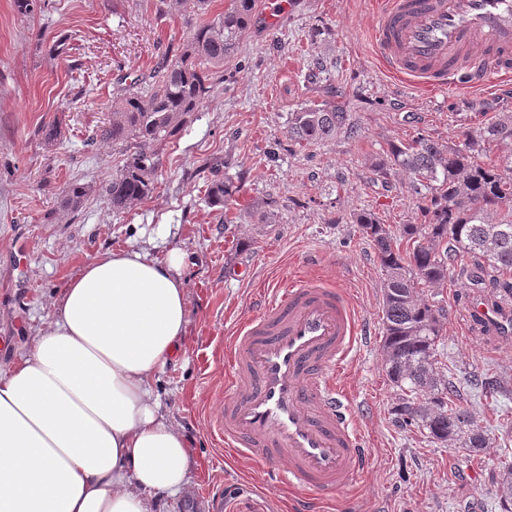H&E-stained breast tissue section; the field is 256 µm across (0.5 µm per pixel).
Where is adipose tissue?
Here are the masks:
<instances>
[{
	"mask_svg": "<svg viewBox=\"0 0 512 512\" xmlns=\"http://www.w3.org/2000/svg\"><path fill=\"white\" fill-rule=\"evenodd\" d=\"M179 250L85 263L27 354L0 369V512H162L195 463L155 376L181 349Z\"/></svg>",
	"mask_w": 512,
	"mask_h": 512,
	"instance_id": "1",
	"label": "adipose tissue"
}]
</instances>
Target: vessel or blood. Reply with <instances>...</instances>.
<instances>
[{
  "label": "vessel or blood",
  "instance_id": "vessel-or-blood-1",
  "mask_svg": "<svg viewBox=\"0 0 512 512\" xmlns=\"http://www.w3.org/2000/svg\"><path fill=\"white\" fill-rule=\"evenodd\" d=\"M383 70L412 88L482 91L512 77V0H377ZM470 325L512 328V305L472 299ZM363 333L350 296L322 278L271 291L225 342L231 392L213 421L225 447L322 495L351 486L367 451L336 387Z\"/></svg>",
  "mask_w": 512,
  "mask_h": 512
}]
</instances>
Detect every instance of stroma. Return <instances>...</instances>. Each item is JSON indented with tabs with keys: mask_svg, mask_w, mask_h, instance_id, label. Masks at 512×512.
Returning <instances> with one entry per match:
<instances>
[{
	"mask_svg": "<svg viewBox=\"0 0 512 512\" xmlns=\"http://www.w3.org/2000/svg\"><path fill=\"white\" fill-rule=\"evenodd\" d=\"M256 0L234 57L224 62L181 133L157 147L151 197L117 213L97 189L121 163L117 147L92 142L112 119L125 77L150 74L187 36L179 5L155 18L141 0H44L34 17L0 0V367L25 353L68 278L97 254L128 246L164 256L179 249L187 285L189 336L157 375V390L199 462L193 482L165 512H500L495 490L512 453V340L482 335L465 317L467 276L454 272L427 298L448 312L441 369L488 374L503 387L484 397L465 387L463 404L486 426L473 454L398 426L396 390L385 374L383 275L375 251L351 224L369 208L384 224L416 222L409 178L372 171L389 143L425 134L455 141L512 113V87L471 94L459 105L393 83L371 41L373 0H295L276 23ZM64 41V53L53 49ZM341 90L359 129L318 146L288 138L293 112ZM60 120L61 134L42 131ZM239 191L224 209L208 206L212 183ZM92 186L73 219L52 220L69 183ZM246 277H237L239 267ZM318 275L345 289L368 331L337 373L354 428L368 451L362 479L327 498L265 480L264 466L233 458L211 433L229 367H202L209 341L230 336L257 311L269 286Z\"/></svg>",
	"mask_w": 512,
	"mask_h": 512,
	"instance_id": "1",
	"label": "stroma"
}]
</instances>
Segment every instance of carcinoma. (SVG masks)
Masks as SVG:
<instances>
[{
    "label": "carcinoma",
    "mask_w": 512,
    "mask_h": 512,
    "mask_svg": "<svg viewBox=\"0 0 512 512\" xmlns=\"http://www.w3.org/2000/svg\"><path fill=\"white\" fill-rule=\"evenodd\" d=\"M182 12L196 19L180 54L163 57L149 76L130 82L114 104L112 122L93 139L120 147L123 164L99 188L112 211L122 212L147 199L159 167L155 146L175 137L196 111L224 59L238 50L250 24L255 0H231L224 12L208 16L211 0H179ZM329 99L292 113L288 138L314 145L353 136L349 106ZM512 144V113L503 112L481 127L460 131L459 140L441 144L419 134L390 143L386 158L373 165L387 178L397 168L425 189L418 203L420 222L393 232L376 212L350 215L373 245L383 274L382 324L385 369L397 388L395 420L414 427L435 443L459 445L471 452L488 447L490 437L458 399L456 385L437 371V349L445 310L429 303L422 288L447 284L451 267L470 259L482 273L504 279L500 297L512 296V157L480 159L486 146ZM92 188L71 183L60 200L58 216L75 214ZM237 193L227 179L211 185L207 203L224 208ZM497 491L512 498V462H501Z\"/></svg>",
    "instance_id": "carcinoma-1"
}]
</instances>
